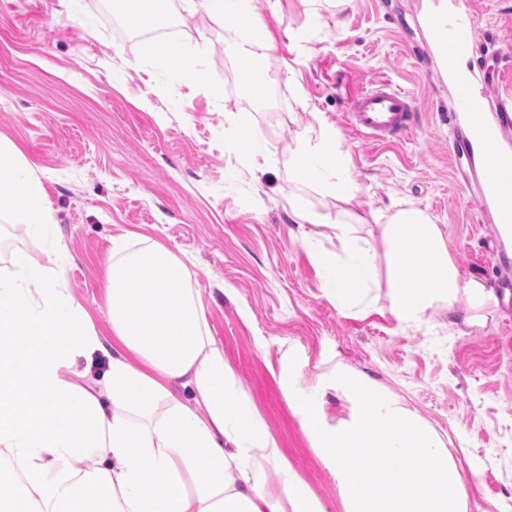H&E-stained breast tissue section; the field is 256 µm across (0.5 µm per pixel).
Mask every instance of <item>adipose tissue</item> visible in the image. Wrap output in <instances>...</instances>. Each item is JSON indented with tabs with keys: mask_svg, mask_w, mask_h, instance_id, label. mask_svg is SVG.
Returning <instances> with one entry per match:
<instances>
[{
	"mask_svg": "<svg viewBox=\"0 0 512 512\" xmlns=\"http://www.w3.org/2000/svg\"><path fill=\"white\" fill-rule=\"evenodd\" d=\"M256 0H204L219 24L245 21L237 55L254 59L273 38ZM298 181L336 202L335 216L292 207L324 297L345 315L387 310L407 327L437 305L468 327L498 304L485 279L462 275L444 234L420 209L355 211L360 187L335 126L316 116L294 139ZM37 169L0 138V212L44 244V261L14 254L0 269V512H328L253 411L190 293L191 273L167 248L112 241L104 273L111 329L103 336L71 295L67 247ZM331 229L335 251L317 245ZM101 355L95 377L78 362ZM92 455L97 465L75 468ZM280 491L269 493L261 463Z\"/></svg>",
	"mask_w": 512,
	"mask_h": 512,
	"instance_id": "ef3b65f1",
	"label": "adipose tissue"
}]
</instances>
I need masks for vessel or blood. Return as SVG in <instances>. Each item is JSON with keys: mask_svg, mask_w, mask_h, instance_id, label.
<instances>
[{"mask_svg": "<svg viewBox=\"0 0 512 512\" xmlns=\"http://www.w3.org/2000/svg\"><path fill=\"white\" fill-rule=\"evenodd\" d=\"M426 26L445 56V68L452 80L451 109L466 122L465 131L449 140L448 152L454 155L461 148H469L474 186H492L498 195H505L512 191V154L503 152L501 139L512 132V89H494L498 110L495 117H488L484 98L474 88L472 74L458 66L475 44V32L465 13L433 14ZM348 97L346 124L367 141L392 145L420 127L415 98L391 82L381 80L349 88Z\"/></svg>", "mask_w": 512, "mask_h": 512, "instance_id": "b4317fda", "label": "vessel or blood"}]
</instances>
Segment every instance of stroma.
<instances>
[{"label": "stroma", "instance_id": "obj_1", "mask_svg": "<svg viewBox=\"0 0 512 512\" xmlns=\"http://www.w3.org/2000/svg\"><path fill=\"white\" fill-rule=\"evenodd\" d=\"M104 0H79L89 26L63 0H0V134L42 175L69 260L71 293L102 334L110 326L103 273L115 237L143 236L182 258L208 328L280 451L330 512L335 482L297 426L282 387L324 395L329 425L351 406L337 369L393 395L445 443L458 463L469 512L512 502V293L492 263L503 246L492 201L474 199L448 153L454 119L443 57L426 20L455 0H353L343 13L301 0H258L274 44L257 58L266 79L245 98L232 30L204 8L169 0L181 67L150 55L131 16L106 17ZM481 44L463 58L477 90L512 72V0H467ZM205 78L186 77L190 68ZM384 78L414 95L417 134L395 146L344 125L348 83ZM334 123L349 150L363 206L400 200L439 224L463 273L483 275L498 307L486 326L448 322L437 308L422 327L387 311L340 314L297 239L288 197L335 213L332 199L297 182L291 147L314 114ZM248 119L262 146L236 145Z\"/></svg>", "mask_w": 512, "mask_h": 512}]
</instances>
